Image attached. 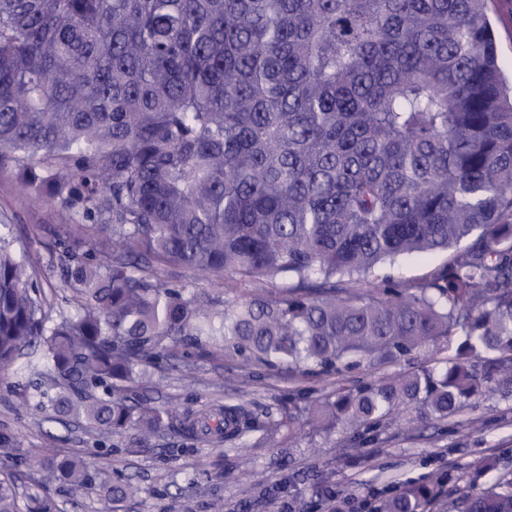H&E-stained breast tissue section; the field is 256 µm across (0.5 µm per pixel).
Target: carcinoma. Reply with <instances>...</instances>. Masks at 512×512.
<instances>
[{"mask_svg": "<svg viewBox=\"0 0 512 512\" xmlns=\"http://www.w3.org/2000/svg\"><path fill=\"white\" fill-rule=\"evenodd\" d=\"M0 169L77 218L41 227L79 305L56 319L0 232V378L24 372L60 414L139 447L285 425L359 445L402 407L419 427L512 400V83L488 0H0ZM441 250L419 279L388 272ZM226 276L257 288L227 298ZM207 346L299 377L446 356L286 422L128 396ZM29 464L75 496L96 478L89 455ZM494 468L438 512H512V471L471 488ZM443 481L375 512H432ZM126 493L104 489V512Z\"/></svg>", "mask_w": 512, "mask_h": 512, "instance_id": "cac0c4a2", "label": "carcinoma"}]
</instances>
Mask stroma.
<instances>
[{
	"mask_svg": "<svg viewBox=\"0 0 512 512\" xmlns=\"http://www.w3.org/2000/svg\"><path fill=\"white\" fill-rule=\"evenodd\" d=\"M67 221L57 208L24 190L13 172L0 170V224L9 225L15 247L42 250L40 225ZM409 368L403 360L302 379L250 365L236 355L193 348L176 366L155 371L142 393L163 407L197 410L230 401L266 408L278 417L298 413L336 387L353 388ZM186 369L193 382L183 380ZM23 386L20 376L0 379V477L11 485L19 505L46 492L55 512H100L101 486L117 481L130 488L119 512H212L217 500L223 501L224 512H287L296 496L303 498L306 512H331L330 489L362 501L431 473L461 474L475 459L490 455L500 470H512V401L497 396L479 398L448 422L380 428L358 447L346 430L312 435L283 428L253 434L243 446L161 431L148 447L135 450L100 427L54 421L50 406L23 401ZM35 454L94 455V486L77 498L59 484L43 490L40 472L28 464Z\"/></svg>",
	"mask_w": 512,
	"mask_h": 512,
	"instance_id": "obj_1",
	"label": "stroma"
}]
</instances>
